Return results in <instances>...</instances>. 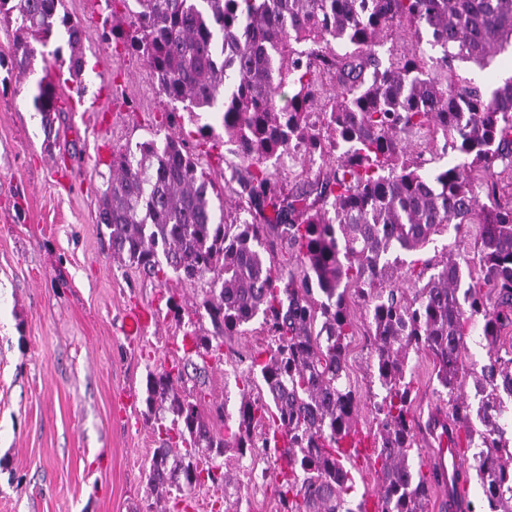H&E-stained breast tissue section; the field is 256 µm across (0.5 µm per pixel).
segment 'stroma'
I'll list each match as a JSON object with an SVG mask.
<instances>
[{"label":"stroma","instance_id":"35a3bbf8","mask_svg":"<svg viewBox=\"0 0 512 512\" xmlns=\"http://www.w3.org/2000/svg\"><path fill=\"white\" fill-rule=\"evenodd\" d=\"M65 9L83 31L87 91L76 96L73 82L61 81L71 110L56 147L45 146L32 103L52 57L35 54L21 80L0 67V512H149L150 466L161 442L145 404L147 374L188 363L182 388L201 398L204 414L223 406V418L212 421L220 434L235 426L244 389L261 391L251 358L270 339L255 322L223 338L220 363L189 357L184 332H213L196 310L200 286L161 282L113 256L109 231L97 221L103 180L94 168L113 150L153 138L173 104L158 94L142 59L124 49L131 21L103 41L102 23L123 11L121 0H65ZM73 146L80 159H67ZM172 293L182 316L166 306ZM348 304L356 332L347 372L365 430L380 387L370 369L368 316L356 298ZM134 308L154 320L131 338L124 325ZM408 367L417 443L428 463L438 448L428 423L447 408L432 357L410 354ZM216 463L239 479L238 512H283L276 462L229 450ZM462 464L463 500L449 503L447 488L433 486L429 512H481L471 455Z\"/></svg>","mask_w":512,"mask_h":512}]
</instances>
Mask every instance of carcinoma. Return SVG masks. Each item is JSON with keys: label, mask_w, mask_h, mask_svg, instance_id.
<instances>
[{"label": "carcinoma", "mask_w": 512, "mask_h": 512, "mask_svg": "<svg viewBox=\"0 0 512 512\" xmlns=\"http://www.w3.org/2000/svg\"><path fill=\"white\" fill-rule=\"evenodd\" d=\"M135 20L125 42L142 58L159 94L182 104L162 117L168 133L112 151L97 223L110 231L121 261L159 281L208 279L200 307L216 332L235 336L257 317L271 346L253 357L263 395L242 399L237 429L216 435L198 401L179 392L185 367L151 373L146 405L171 414L155 449L154 491L173 480L190 492L207 473L224 484L225 512H237L235 482L216 476L202 456L229 448L244 457L261 447L281 461L277 496L286 512H363L348 507L354 481L342 452L359 434L360 399L346 383L354 324L347 297L371 319L373 374L384 395L372 402L378 512H426L430 484L412 464L410 352L433 356L458 449L474 450L484 512H512V438L500 420L512 403V349L497 338L512 308V195L499 193L495 166L512 167V76L485 90L457 63L489 68L512 48V0H122ZM0 23L15 28L0 67L24 74L35 45L60 29L68 70L79 76L82 32L64 0H0ZM403 33L411 51L382 62L376 47ZM329 76L332 94L320 104ZM59 83H36L33 104L44 142H57L66 112ZM291 94H285V88ZM219 109L224 135L202 114ZM196 124L198 146L234 147L248 165L226 201L190 153L182 115ZM443 139L441 152H416L404 135ZM319 155L329 173L295 194L277 188L266 162L285 154ZM462 161L439 165L449 155ZM234 210L231 217L228 210ZM246 213L251 220H239ZM477 224L481 273L463 275L466 255L420 256L452 222ZM300 262L266 257L270 239ZM411 254L407 261L401 254ZM496 305L487 303L489 291ZM482 318L486 360L465 364L467 336ZM200 358H220L213 337L191 334ZM473 383V408L464 393ZM270 430L256 442L255 422Z\"/></svg>", "instance_id": "cac0c4a2"}]
</instances>
